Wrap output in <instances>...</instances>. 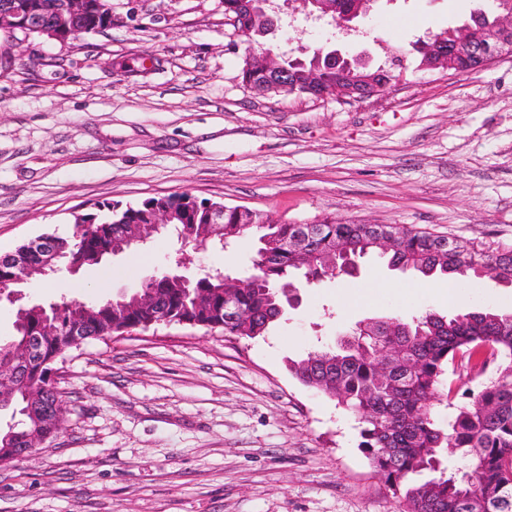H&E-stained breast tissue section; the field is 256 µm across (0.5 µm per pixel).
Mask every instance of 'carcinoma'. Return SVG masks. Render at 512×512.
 <instances>
[{
  "instance_id": "cac0c4a2",
  "label": "carcinoma",
  "mask_w": 512,
  "mask_h": 512,
  "mask_svg": "<svg viewBox=\"0 0 512 512\" xmlns=\"http://www.w3.org/2000/svg\"><path fill=\"white\" fill-rule=\"evenodd\" d=\"M239 0H224V12L239 16V28L251 37L264 27L258 15L239 12ZM295 85L286 94L314 96L305 69L290 62ZM216 202L198 200L187 192L149 198L121 208L102 204L105 213L74 216L72 236L49 235L57 252L80 267L92 264L113 243L120 224H146L157 209L176 213L175 232L193 246L205 243L223 248L256 234L258 247L253 265L259 270L255 287L239 290L237 304L245 318L230 323L224 314L228 286L218 278H200L195 287L155 274L149 284L160 307L177 323L206 330H222L239 339H256L282 315L275 303L289 292L312 286L326 278L353 275L355 263L384 256L390 267L419 273L426 278L463 282L481 279L491 270L499 282L512 288V244H491L457 239L439 248L442 236L397 224H387L392 246L380 250L378 235L365 224L342 222L326 216L307 236L301 249L308 264L301 267L288 242L296 238L295 224L280 223L252 212L251 223H240L234 206H224V222L208 223ZM336 250V266L323 257ZM0 256V288L9 292L45 277L38 256L29 262L27 279L20 280ZM139 289L112 302L108 296L83 302L62 298L50 316L61 327L81 323L91 339L107 340L154 326V311L141 303ZM45 314L35 308L25 321L14 322V334L0 339V360L21 364L24 376L14 382L12 424L0 429V464L10 449L41 445L55 436L49 407L63 401L51 368L74 349V340L57 334L43 337L41 353L29 350L25 337L39 332ZM498 362L496 375L468 396L457 392L445 374L457 362ZM288 373L303 386L336 399L361 424L358 448L368 459L387 496L407 506L408 512H512V311L474 310L453 318L425 313L405 323L367 321L333 347L299 359H288ZM454 409L444 425L435 409Z\"/></svg>"
}]
</instances>
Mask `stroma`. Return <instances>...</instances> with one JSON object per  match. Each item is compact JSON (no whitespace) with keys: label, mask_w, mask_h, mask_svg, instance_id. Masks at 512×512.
Masks as SVG:
<instances>
[{"label":"stroma","mask_w":512,"mask_h":512,"mask_svg":"<svg viewBox=\"0 0 512 512\" xmlns=\"http://www.w3.org/2000/svg\"><path fill=\"white\" fill-rule=\"evenodd\" d=\"M478 0H375L355 31L280 0L271 47L367 50L391 86L359 101L260 95L242 81L224 0H112V25L78 45L33 36L0 68V249L103 203L187 192L282 223L399 224L512 243V58L425 70L415 41L461 25ZM151 56L129 75L118 60ZM252 242L191 253L195 271L252 269ZM158 238L42 288L25 303L118 295L174 267ZM512 309V288L456 287L367 259L301 289L265 336L183 324L90 339L59 366L64 428L0 466V512H392L358 448L360 424L294 380L286 361L361 320Z\"/></svg>","instance_id":"stroma-1"}]
</instances>
